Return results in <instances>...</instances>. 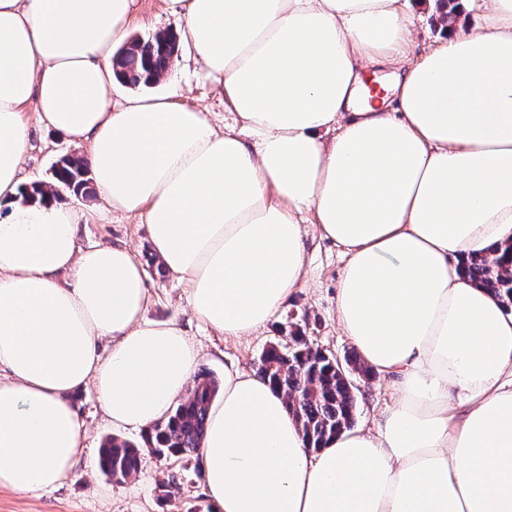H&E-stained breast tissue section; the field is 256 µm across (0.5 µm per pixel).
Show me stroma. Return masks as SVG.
<instances>
[{"mask_svg":"<svg viewBox=\"0 0 512 512\" xmlns=\"http://www.w3.org/2000/svg\"><path fill=\"white\" fill-rule=\"evenodd\" d=\"M180 27V20L168 11L165 0H139L130 34L145 38L159 31L175 33ZM148 92L169 94L183 105L207 109L216 127L224 125V96L219 83L208 76L201 63L184 53L174 56L167 75L152 88H134L125 84L120 87V95L124 98L139 97ZM76 150V145L62 137L34 131L22 166L25 182L50 183L56 162ZM62 201L99 212L95 222L81 225L80 246L124 242L140 254L146 263L151 296L147 317L176 324L184 330L201 350L198 370L212 372L219 378L230 367L257 372L264 349L292 333L305 336L314 347L338 356L354 355V347L336 323L341 249L334 242L319 238L316 231H308L305 239L307 278L284 310L261 332L231 338L195 317L187 282L168 274L153 261L146 225L100 213L101 200L94 189L86 195L63 193ZM352 381L356 396L354 425L372 427L392 400L388 382L378 373L369 378L356 375ZM75 403L91 447L85 463L63 486L36 498L0 488V512H212L211 503L203 491L197 458L169 460L144 449L143 431L115 428L108 423L93 387L82 388L75 396ZM112 436L142 448L138 473L119 483L98 466V450L102 442ZM172 472L181 477V491L166 499L158 483Z\"/></svg>","mask_w":512,"mask_h":512,"instance_id":"35a3bbf8","label":"stroma"}]
</instances>
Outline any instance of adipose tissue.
<instances>
[{"label":"adipose tissue","mask_w":512,"mask_h":512,"mask_svg":"<svg viewBox=\"0 0 512 512\" xmlns=\"http://www.w3.org/2000/svg\"><path fill=\"white\" fill-rule=\"evenodd\" d=\"M474 1L485 28L422 51L402 0H168L240 124L222 133L166 97L113 101L137 0H0V488L74 474L86 384L146 430L200 357L146 319L133 250L79 246L91 211L23 204L36 124L84 147L104 209L146 225L224 335L301 286L305 225L344 249L336 323L393 402L313 449L278 388L227 371L198 454L213 512H512V311L460 267L512 241V0Z\"/></svg>","instance_id":"obj_1"}]
</instances>
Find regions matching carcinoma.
<instances>
[{
	"mask_svg": "<svg viewBox=\"0 0 512 512\" xmlns=\"http://www.w3.org/2000/svg\"><path fill=\"white\" fill-rule=\"evenodd\" d=\"M176 48L177 36L171 32L137 39L126 50H118L114 69L124 82L152 85L159 74L170 68ZM87 174L83 158L64 157L53 174L56 196H61L63 191L87 192ZM461 267L469 279L512 307V278L499 274L502 260L471 256L461 262ZM259 374L284 392L289 414L301 425L308 447L320 448L330 437L352 426L355 400L349 384L330 360L320 350L304 343L301 336L292 335L286 342L267 346L260 358ZM218 392V381L212 375H197L184 401L147 433L149 450L166 458L198 455L209 408ZM139 463L140 449L115 436L107 438L99 448L101 471L117 482L137 472Z\"/></svg>",
	"mask_w": 512,
	"mask_h": 512,
	"instance_id": "1",
	"label": "carcinoma"
}]
</instances>
